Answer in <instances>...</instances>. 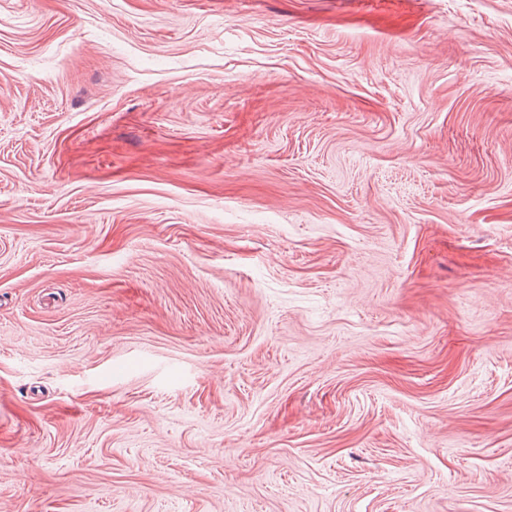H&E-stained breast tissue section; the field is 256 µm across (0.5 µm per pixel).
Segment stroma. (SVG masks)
<instances>
[{
  "instance_id": "1",
  "label": "stroma",
  "mask_w": 512,
  "mask_h": 512,
  "mask_svg": "<svg viewBox=\"0 0 512 512\" xmlns=\"http://www.w3.org/2000/svg\"><path fill=\"white\" fill-rule=\"evenodd\" d=\"M0 512H512V0H0Z\"/></svg>"
}]
</instances>
